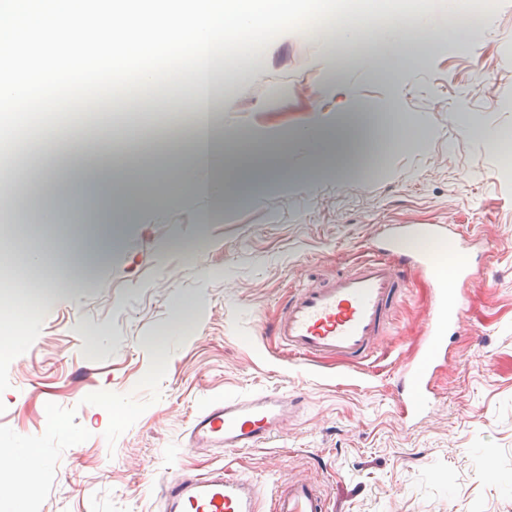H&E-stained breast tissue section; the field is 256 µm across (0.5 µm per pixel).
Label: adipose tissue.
<instances>
[{
	"mask_svg": "<svg viewBox=\"0 0 512 512\" xmlns=\"http://www.w3.org/2000/svg\"><path fill=\"white\" fill-rule=\"evenodd\" d=\"M157 9L168 11L171 22L159 36L172 51L191 47L199 74H206L211 46L224 36L223 0H30L16 20L0 29V46H31L32 60H20L5 52L0 55V106L10 108L26 102L32 93L48 94L63 75H76L97 67L99 54L87 48L80 53L67 52L62 35L72 30L112 35L115 54L132 57L150 48V41L132 38V28L151 22ZM200 135L185 151L174 150V166L182 175V188L189 193L219 202L226 191L247 178L279 179L286 146L267 148L244 136H236L230 146L218 144L212 134L208 111L200 113ZM307 145L315 156L310 176L341 171L353 163L366 142V128L353 118L341 119L336 127L313 128ZM74 182L92 188L100 202L98 214L102 237L90 238L84 254L101 259L104 243L112 236L117 209L136 211L139 204L157 202L167 195L165 182L155 180L145 194H137L128 180L116 175L114 168H72ZM0 454L13 458L19 474L12 497L23 503L37 483L38 449L7 446Z\"/></svg>",
	"mask_w": 512,
	"mask_h": 512,
	"instance_id": "adipose-tissue-1",
	"label": "adipose tissue"
}]
</instances>
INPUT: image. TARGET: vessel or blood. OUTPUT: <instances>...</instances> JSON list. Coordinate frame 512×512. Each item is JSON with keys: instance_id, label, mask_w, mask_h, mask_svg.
I'll list each match as a JSON object with an SVG mask.
<instances>
[{"instance_id": "obj_1", "label": "vessel or blood", "mask_w": 512, "mask_h": 512, "mask_svg": "<svg viewBox=\"0 0 512 512\" xmlns=\"http://www.w3.org/2000/svg\"><path fill=\"white\" fill-rule=\"evenodd\" d=\"M361 25L355 17L323 23L346 34L343 46L350 51L358 45L350 33ZM471 240L454 224L382 225L366 259L331 279L290 290L272 334L304 362L340 358L364 364L389 335L393 311L407 292L402 267L419 270L431 283L432 303L417 357L398 367L397 398L402 422L415 426L435 406L431 381L461 329L466 287L479 270ZM305 405L304 397L283 388L211 399L194 414L180 446L206 455L259 448ZM151 491L159 512H332L328 495L311 482L265 484L225 467L203 474L179 469L161 476Z\"/></svg>"}]
</instances>
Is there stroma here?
Returning <instances> with one entry per match:
<instances>
[{
	"mask_svg": "<svg viewBox=\"0 0 512 512\" xmlns=\"http://www.w3.org/2000/svg\"><path fill=\"white\" fill-rule=\"evenodd\" d=\"M378 56L376 41L348 55L293 17L277 38L228 55L238 79L215 95L225 134L261 145L354 112L376 117L379 141L405 117L426 131L418 149L389 150L380 170L362 161L305 182L300 151L278 187L251 183L221 209L168 195L122 223L107 257L74 287L59 283L62 256L80 236L69 216L92 207L87 189L0 237V271L10 276L0 304L14 312L25 302L15 288L26 278L21 254L34 240L46 246V293L33 319L14 320V343L0 356V441L21 435L54 456L24 512H158L147 489L167 468L224 463L179 450L194 413L227 393L283 387L303 393L305 413L268 445L233 452L237 473L320 484L337 512H512V166L506 147L470 133H512V0H499L475 49L430 40L422 53L387 61L383 75ZM63 83L111 129L103 146L116 153L170 112L192 120L189 85L175 72L136 112L88 97L77 77ZM432 223L479 225L490 250L434 375L437 405L408 430L396 366L424 338L430 291L421 274H411L362 383L339 360L306 375L270 328L290 287L354 266L380 225ZM182 302L200 308L174 331Z\"/></svg>",
	"mask_w": 512,
	"mask_h": 512,
	"instance_id": "obj_1",
	"label": "stroma"
}]
</instances>
